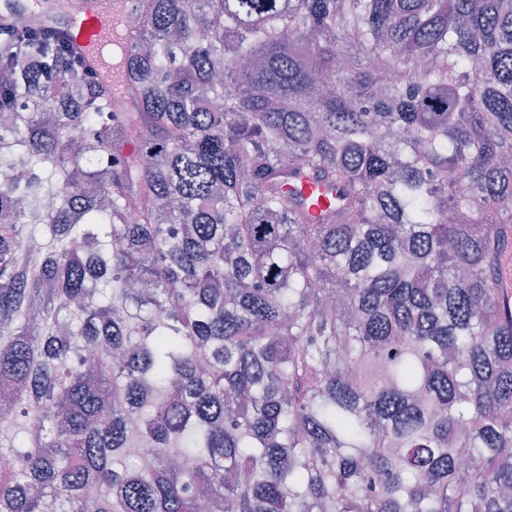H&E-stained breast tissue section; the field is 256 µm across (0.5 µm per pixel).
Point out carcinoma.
<instances>
[{
    "instance_id": "obj_1",
    "label": "carcinoma",
    "mask_w": 512,
    "mask_h": 512,
    "mask_svg": "<svg viewBox=\"0 0 512 512\" xmlns=\"http://www.w3.org/2000/svg\"><path fill=\"white\" fill-rule=\"evenodd\" d=\"M12 26L0 512H512V0ZM100 3L88 2L86 8L56 22L67 33L73 34V50L82 59L86 70L104 77L112 86V76L105 70L104 55L115 47L113 18ZM288 189L299 194L303 200L312 202L310 210L314 212H318V210L325 207V204L329 203L328 195L337 198V192L315 185L306 179L302 180L299 185L288 186Z\"/></svg>"
}]
</instances>
